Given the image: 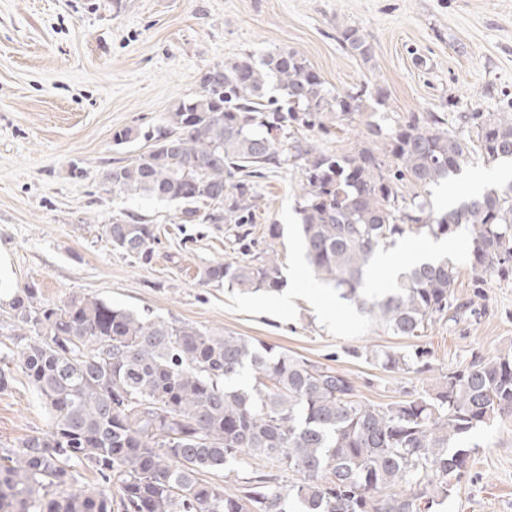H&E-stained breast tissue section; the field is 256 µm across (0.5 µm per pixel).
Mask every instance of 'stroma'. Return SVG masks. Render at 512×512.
Here are the masks:
<instances>
[{
    "instance_id": "stroma-1",
    "label": "stroma",
    "mask_w": 512,
    "mask_h": 512,
    "mask_svg": "<svg viewBox=\"0 0 512 512\" xmlns=\"http://www.w3.org/2000/svg\"><path fill=\"white\" fill-rule=\"evenodd\" d=\"M371 45L370 62L336 40L346 27ZM288 47L302 54L328 88L383 90L363 111L330 118L329 134L299 132L323 151L379 149L383 131L411 115L439 112L469 137L462 117L512 115V0H0V358L15 349L9 301L34 286L41 300L92 295L211 336H249L348 373L363 399L385 404L433 390L471 355L512 349V277L475 282L469 243L406 234L392 257L415 246L442 247L457 266L453 293L466 312L434 323L421 338L433 369L395 374L349 357L352 346L406 349L368 316L316 286L296 248L292 166L255 188L252 223L185 224L178 205L131 197L100 181L108 164L146 151L144 140L115 144L126 127L160 126L176 100L193 96L208 67L245 54ZM504 163L472 153L453 183L436 188L435 206L507 183ZM133 217L154 225L159 242L141 263L101 239L97 227ZM283 229L280 238L267 225ZM252 253L275 255L286 284L244 294L202 283L206 266L238 257L236 235ZM49 415L23 375L0 391V446L47 430ZM475 447L456 493L439 512H512V417L471 436Z\"/></svg>"
}]
</instances>
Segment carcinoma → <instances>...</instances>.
<instances>
[{"label": "carcinoma", "instance_id": "1", "mask_svg": "<svg viewBox=\"0 0 512 512\" xmlns=\"http://www.w3.org/2000/svg\"><path fill=\"white\" fill-rule=\"evenodd\" d=\"M337 40L372 58L358 29ZM213 71L221 81L175 102L157 131L113 134L118 145L141 137L150 145L104 169V184L176 203L185 224H250L255 180L293 162L303 174L296 211L311 273L390 336L419 339L463 309L452 293L458 269L446 257L370 287L379 253L408 232L465 236L477 280L512 276V182L445 209L432 202L434 188L461 174L472 144L489 162L512 161V116L476 123L468 140L427 112L394 129L382 149L337 155L291 135L324 132L329 116L360 111L367 87L334 93L287 48L259 62L247 54L216 63L201 82ZM200 201L221 212L200 215ZM98 232L128 256L153 257L150 224L117 219ZM201 280L265 293L285 284L277 259L247 249L204 268ZM10 310L22 341L14 366L50 426L0 448V512H439L465 475L469 436L512 416L511 351L472 357L432 393L379 404L328 364L95 296L46 303L25 287ZM347 353L389 373L432 369L422 345ZM238 468L249 474L232 489L202 479ZM86 471L97 488L79 486Z\"/></svg>", "mask_w": 512, "mask_h": 512}]
</instances>
